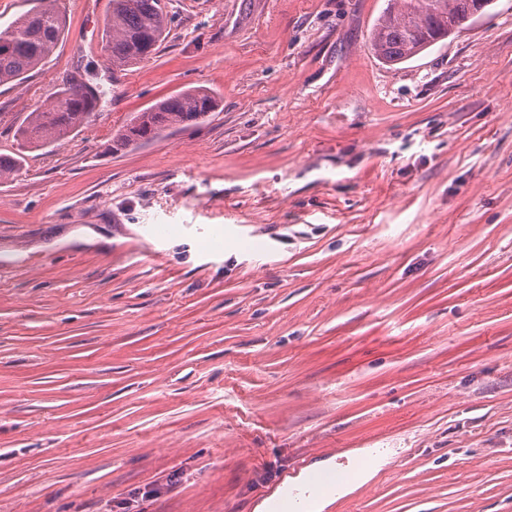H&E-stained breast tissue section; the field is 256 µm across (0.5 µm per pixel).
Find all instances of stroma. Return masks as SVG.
<instances>
[{"instance_id":"stroma-1","label":"stroma","mask_w":512,"mask_h":512,"mask_svg":"<svg viewBox=\"0 0 512 512\" xmlns=\"http://www.w3.org/2000/svg\"><path fill=\"white\" fill-rule=\"evenodd\" d=\"M0 85V512H254L320 448L390 456L344 512H512V0L396 66L387 0H164ZM100 101L22 149L70 77ZM210 119L123 153L160 99ZM161 0H112L105 21V50L113 66H130L151 57L169 29ZM218 107L216 95L206 87H196L169 96L144 112L112 136V153L137 147L158 138L173 128H188L203 123Z\"/></svg>"}]
</instances>
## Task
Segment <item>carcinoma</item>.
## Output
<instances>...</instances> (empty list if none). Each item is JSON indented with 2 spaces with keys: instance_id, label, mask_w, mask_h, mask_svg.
Listing matches in <instances>:
<instances>
[{
  "instance_id": "1",
  "label": "carcinoma",
  "mask_w": 512,
  "mask_h": 512,
  "mask_svg": "<svg viewBox=\"0 0 512 512\" xmlns=\"http://www.w3.org/2000/svg\"><path fill=\"white\" fill-rule=\"evenodd\" d=\"M481 0H389L370 34V47L383 64L395 66L421 54L448 36L461 32ZM161 0H112L105 21V50L114 66H130L151 57L169 29ZM66 31L57 0H35V7L0 30V83L20 81L43 64ZM97 91L80 94L65 83L50 93L45 107L29 113L16 135L31 149H45L77 132L94 112ZM216 95L196 87L169 96L138 112L112 136V152L158 138L173 128L203 123L216 111ZM21 157L0 155V180L20 170Z\"/></svg>"
}]
</instances>
